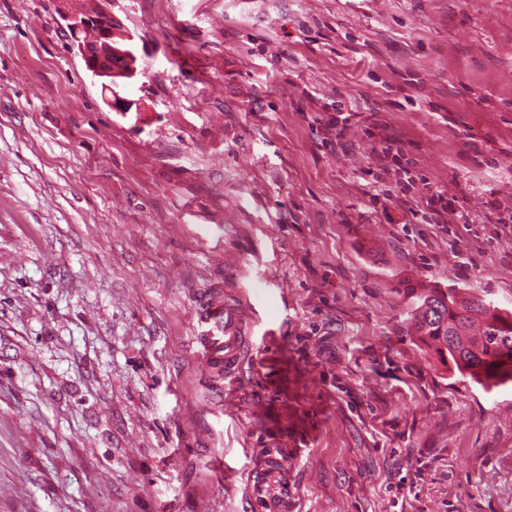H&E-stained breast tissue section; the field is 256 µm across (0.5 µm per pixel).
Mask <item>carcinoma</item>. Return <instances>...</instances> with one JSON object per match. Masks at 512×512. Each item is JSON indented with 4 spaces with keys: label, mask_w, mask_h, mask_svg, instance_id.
<instances>
[{
    "label": "carcinoma",
    "mask_w": 512,
    "mask_h": 512,
    "mask_svg": "<svg viewBox=\"0 0 512 512\" xmlns=\"http://www.w3.org/2000/svg\"><path fill=\"white\" fill-rule=\"evenodd\" d=\"M405 328L484 389L512 381V312L454 287L404 289ZM492 385H487V382Z\"/></svg>",
    "instance_id": "carcinoma-1"
}]
</instances>
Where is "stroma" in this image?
<instances>
[{"instance_id":"stroma-1","label":"stroma","mask_w":512,"mask_h":512,"mask_svg":"<svg viewBox=\"0 0 512 512\" xmlns=\"http://www.w3.org/2000/svg\"><path fill=\"white\" fill-rule=\"evenodd\" d=\"M111 9L132 112L56 0H0V512H250L272 448L288 512H512V386L398 293L512 310V0ZM389 138L468 223H409ZM232 276L271 333L228 378L195 305ZM64 2H67L69 6L62 13L63 21L66 23L68 32L70 31L73 34L71 37L73 46L77 48L87 70L93 77L103 80V87L109 90L111 94L108 101L111 108L118 112H131L135 104L134 101L122 96L117 88H120L121 84L128 83L137 75L138 70L132 63L133 59L136 61L137 56L132 46L133 36L112 16L109 7L112 0H104L98 14L96 12L97 15H92L95 20L101 22L105 27L103 36L100 37V44L88 43L79 37L80 32L91 25L90 14L81 9L79 1L64 0ZM112 57L129 61V68L121 70L113 66ZM121 75H128L131 79L119 83L115 79L121 78ZM280 456L281 455L275 449L272 448L270 453H268L264 458V467L257 471L252 479V500L254 503L260 504L262 508L265 510V512L268 509L264 506L263 500H265V498L262 496V493L264 491V485L266 483L267 476L278 470L279 464L281 463Z\"/></svg>"}]
</instances>
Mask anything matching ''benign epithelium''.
I'll list each match as a JSON object with an SVG mask.
<instances>
[{
    "mask_svg": "<svg viewBox=\"0 0 512 512\" xmlns=\"http://www.w3.org/2000/svg\"><path fill=\"white\" fill-rule=\"evenodd\" d=\"M68 8L62 13L66 29L72 33L73 46L77 48L87 70L92 76L102 80V85L109 90L111 99L108 104L117 112H129L132 110L134 101L120 94L118 88L121 83L117 78L128 75L135 78L137 68L131 64L129 68L121 70L112 65V58L117 57L131 62L136 58L133 50V36L123 28L121 23L112 16L110 5L112 0H104L95 20L104 26L103 36L100 43L92 44L79 37L80 32L91 25L89 14L85 13L79 6V0H65Z\"/></svg>",
    "mask_w": 512,
    "mask_h": 512,
    "instance_id": "7a95c632",
    "label": "benign epithelium"
}]
</instances>
